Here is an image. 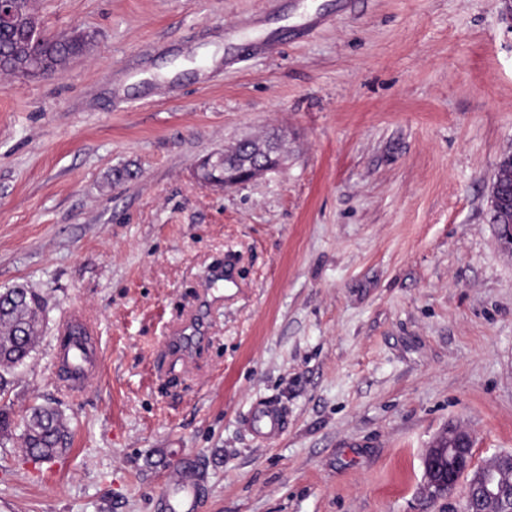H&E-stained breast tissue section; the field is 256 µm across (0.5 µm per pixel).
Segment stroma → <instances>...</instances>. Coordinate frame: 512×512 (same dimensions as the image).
Returning <instances> with one entry per match:
<instances>
[{"label": "stroma", "instance_id": "1", "mask_svg": "<svg viewBox=\"0 0 512 512\" xmlns=\"http://www.w3.org/2000/svg\"><path fill=\"white\" fill-rule=\"evenodd\" d=\"M90 50L0 75V289L46 307L14 419L64 412L49 461L0 446V512H158L183 463L198 512H460L424 453L467 429L512 452V247L490 220L512 152L503 0H34ZM277 132L284 164L224 189L207 154ZM232 263L190 359L168 348ZM78 313L101 369L61 392ZM280 402L288 429L241 425Z\"/></svg>", "mask_w": 512, "mask_h": 512}]
</instances>
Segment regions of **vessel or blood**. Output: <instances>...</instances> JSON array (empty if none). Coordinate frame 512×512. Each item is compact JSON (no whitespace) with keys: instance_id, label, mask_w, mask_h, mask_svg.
<instances>
[{"instance_id":"b4317fda","label":"vessel or blood","mask_w":512,"mask_h":512,"mask_svg":"<svg viewBox=\"0 0 512 512\" xmlns=\"http://www.w3.org/2000/svg\"><path fill=\"white\" fill-rule=\"evenodd\" d=\"M64 330L66 338L54 350V364L61 387L75 397L81 392V381L93 376L99 366L91 356V338L87 326L69 321L65 323ZM287 422L286 412L272 401L258 403L246 419L247 427L261 438L282 434ZM203 481L202 471L194 466L174 470L159 492L164 512H193L197 491Z\"/></svg>"}]
</instances>
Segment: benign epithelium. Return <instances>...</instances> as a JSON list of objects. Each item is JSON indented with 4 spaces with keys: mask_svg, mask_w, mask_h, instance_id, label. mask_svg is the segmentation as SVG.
I'll return each instance as SVG.
<instances>
[{
    "mask_svg": "<svg viewBox=\"0 0 512 512\" xmlns=\"http://www.w3.org/2000/svg\"><path fill=\"white\" fill-rule=\"evenodd\" d=\"M20 0H0V29L18 22ZM284 158L278 143L242 139L234 146L204 158L197 168V178L206 185L216 183L203 173L217 163H224L221 188L246 184L260 175L280 168ZM490 209L502 236L512 245V153L502 155L496 165L490 193ZM472 437L463 428H451L426 449L424 455L425 491L430 498L448 495L467 477V497L476 502V512H512V453L497 455L486 467L477 468L472 460Z\"/></svg>",
    "mask_w": 512,
    "mask_h": 512,
    "instance_id": "1",
    "label": "benign epithelium"
}]
</instances>
